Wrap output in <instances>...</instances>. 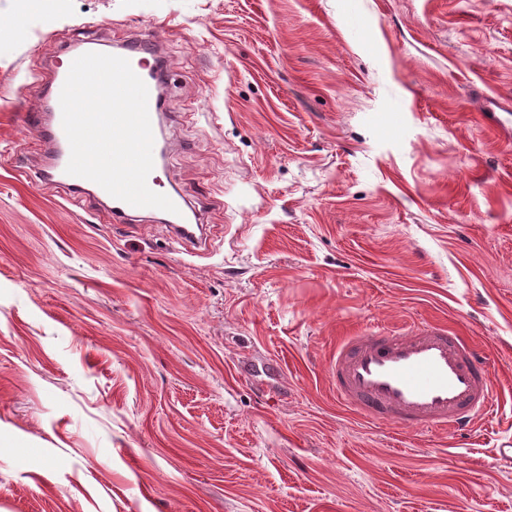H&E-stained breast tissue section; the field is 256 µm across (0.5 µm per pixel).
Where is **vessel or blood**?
Returning a JSON list of instances; mask_svg holds the SVG:
<instances>
[{
    "mask_svg": "<svg viewBox=\"0 0 512 512\" xmlns=\"http://www.w3.org/2000/svg\"><path fill=\"white\" fill-rule=\"evenodd\" d=\"M96 41L85 39L66 50L54 66V78L46 90L48 98L59 99L72 62L96 51ZM119 57L129 61L134 73L148 88V111L152 128L160 126L162 103L155 80L161 72L152 38H139L120 46ZM41 127L46 141L58 148L42 176L58 180L70 191L88 186V179L67 173L70 145L62 126L61 109H53L51 120L30 118ZM160 167L148 176L149 188L166 195L184 209L182 190L166 185ZM175 241L183 248H200L207 242L200 216L191 222L171 224ZM329 374L337 401L366 420H390L402 427L435 429L458 433L493 417L496 390L489 368L478 352L453 328L438 323L410 326L397 332L372 327L337 342L329 360Z\"/></svg>",
    "mask_w": 512,
    "mask_h": 512,
    "instance_id": "1",
    "label": "vessel or blood"
}]
</instances>
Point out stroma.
I'll list each match as a JSON object with an SVG mask.
<instances>
[{
  "mask_svg": "<svg viewBox=\"0 0 512 512\" xmlns=\"http://www.w3.org/2000/svg\"><path fill=\"white\" fill-rule=\"evenodd\" d=\"M0 0V512H512V0ZM153 36L171 183L116 224L39 179L58 56ZM500 119L488 127L484 114ZM441 322L472 433L364 422L337 341ZM192 213L191 222H174L171 221V224L167 226L170 228V231L174 237V240L184 249L187 248L198 249L202 246V242L205 246L204 251L195 250L196 255L205 254L206 251L209 250L210 239H208V235L206 234L207 228L204 224L201 223L200 215L189 208ZM177 223H188V224H177Z\"/></svg>",
  "mask_w": 512,
  "mask_h": 512,
  "instance_id": "obj_1",
  "label": "stroma"
}]
</instances>
